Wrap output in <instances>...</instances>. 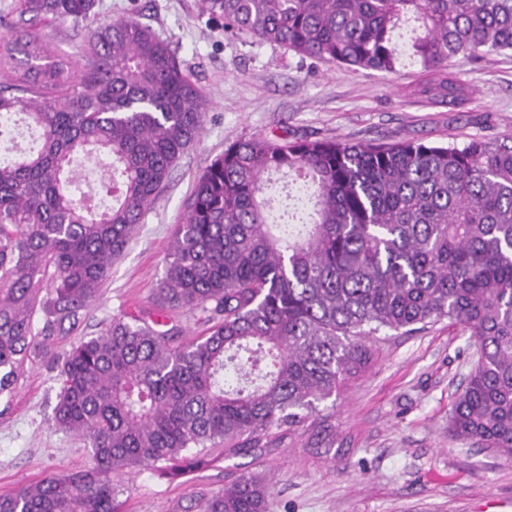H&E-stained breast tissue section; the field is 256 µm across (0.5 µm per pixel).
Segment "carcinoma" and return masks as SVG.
<instances>
[{
	"label": "carcinoma",
	"instance_id": "obj_1",
	"mask_svg": "<svg viewBox=\"0 0 512 512\" xmlns=\"http://www.w3.org/2000/svg\"><path fill=\"white\" fill-rule=\"evenodd\" d=\"M224 30L354 70L397 72L398 38L428 79L418 94L458 107L453 66L512 51V0H203ZM96 0H19L0 51V116L21 113L37 148L0 162V395L31 357L78 328L144 213L199 140L207 100L173 43L128 15L100 24L75 63L39 29L94 15ZM109 172L105 207L76 196L78 160ZM293 222H274L271 177ZM210 327L114 317L57 355L55 426L94 467L0 495V512H119L110 473L174 481L221 457L261 459L301 430L329 451L321 403L374 358L382 331L446 319L477 360L449 431L512 460V136L463 147L342 144L258 134L197 179L158 285ZM250 473L186 512H267Z\"/></svg>",
	"mask_w": 512,
	"mask_h": 512
}]
</instances>
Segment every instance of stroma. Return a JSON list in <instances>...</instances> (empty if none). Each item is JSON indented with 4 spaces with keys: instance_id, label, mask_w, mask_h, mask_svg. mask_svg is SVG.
<instances>
[{
    "instance_id": "obj_1",
    "label": "stroma",
    "mask_w": 512,
    "mask_h": 512,
    "mask_svg": "<svg viewBox=\"0 0 512 512\" xmlns=\"http://www.w3.org/2000/svg\"><path fill=\"white\" fill-rule=\"evenodd\" d=\"M136 11L173 41L209 109L200 141L178 161L113 262L77 329L81 336L97 335L116 316L164 312L157 285L185 201L196 179L239 139L285 133L460 147L512 133L511 51L461 65L469 99L453 108L417 95L425 74L413 59L394 74L332 66L225 34L223 19L206 13L201 0H97L95 21L78 29L58 22L46 35L77 59L97 22ZM373 348L367 372L336 400L333 451L313 454L299 433L264 463L231 457L186 482L151 469L121 473L113 481L124 512H180L194 495L257 470L272 490L267 512H512V461L448 432L452 403L476 360L470 331L443 320L411 335L383 332ZM59 387L52 358L37 357L24 364L12 396L0 399V494L91 467L84 442L53 424Z\"/></svg>"
}]
</instances>
